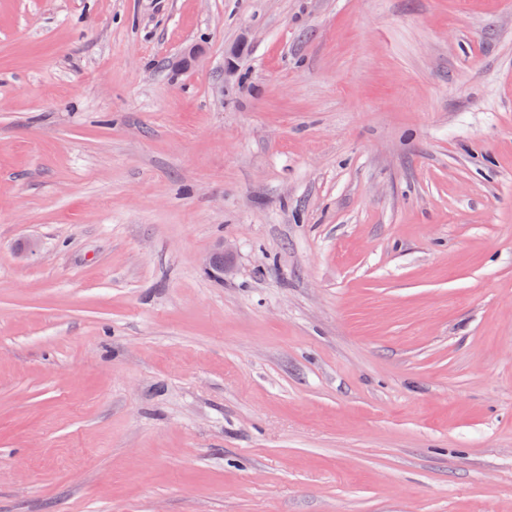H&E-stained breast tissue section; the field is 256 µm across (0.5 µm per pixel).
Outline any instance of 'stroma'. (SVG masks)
I'll return each mask as SVG.
<instances>
[{"label":"stroma","mask_w":512,"mask_h":512,"mask_svg":"<svg viewBox=\"0 0 512 512\" xmlns=\"http://www.w3.org/2000/svg\"><path fill=\"white\" fill-rule=\"evenodd\" d=\"M0 512H512V0H0Z\"/></svg>","instance_id":"obj_1"}]
</instances>
